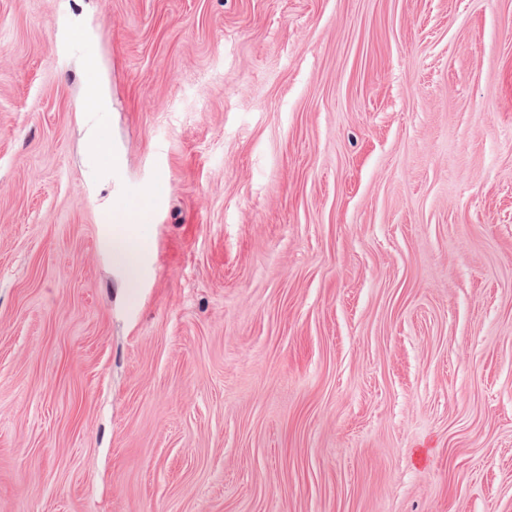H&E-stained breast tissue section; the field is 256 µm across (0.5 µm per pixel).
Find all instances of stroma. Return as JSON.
Listing matches in <instances>:
<instances>
[{"label": "stroma", "instance_id": "35a3bbf8", "mask_svg": "<svg viewBox=\"0 0 512 512\" xmlns=\"http://www.w3.org/2000/svg\"><path fill=\"white\" fill-rule=\"evenodd\" d=\"M0 512H512V0H0ZM156 194L155 189L147 191L138 211H132L122 203H116L107 221V224L123 225L110 235L109 247L112 251V261L123 269L127 284L130 286L139 281L143 256L150 248L149 230L145 224H148L146 215Z\"/></svg>", "mask_w": 512, "mask_h": 512}]
</instances>
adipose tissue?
Masks as SVG:
<instances>
[{"instance_id": "1", "label": "adipose tissue", "mask_w": 512, "mask_h": 512, "mask_svg": "<svg viewBox=\"0 0 512 512\" xmlns=\"http://www.w3.org/2000/svg\"><path fill=\"white\" fill-rule=\"evenodd\" d=\"M154 197V191H147L136 210L120 203L115 204L109 217L110 223L116 226L109 238L112 259L123 269L126 281L131 286L138 282L142 274L143 256L150 248L146 215Z\"/></svg>"}]
</instances>
